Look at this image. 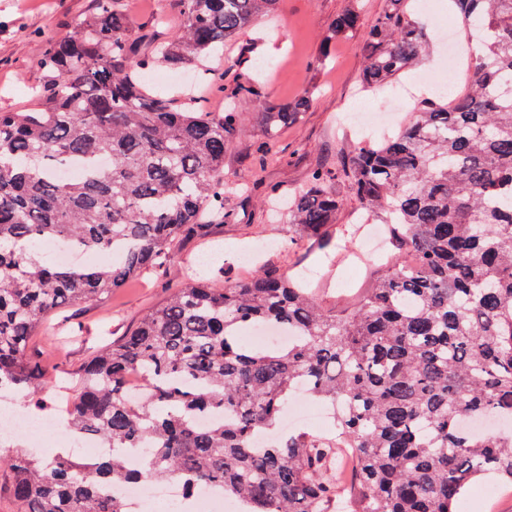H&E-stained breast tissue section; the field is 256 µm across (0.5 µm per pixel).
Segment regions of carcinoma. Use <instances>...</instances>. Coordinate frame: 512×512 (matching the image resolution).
<instances>
[{
	"mask_svg": "<svg viewBox=\"0 0 512 512\" xmlns=\"http://www.w3.org/2000/svg\"><path fill=\"white\" fill-rule=\"evenodd\" d=\"M180 2L179 33L139 55L120 0H95L70 34L45 38L36 103L0 112V383L21 394L56 383L29 353L49 315L174 260L173 242L224 222V198L239 186L224 173V140L259 87L198 69L230 101L216 115L181 94L151 92L138 72L156 54L179 67L219 53L277 0ZM404 3L389 0L364 40L369 87L417 64L422 28ZM450 6L463 16L460 39L479 37L466 88L421 101L396 136L341 162L353 194L390 215L402 246L374 287L338 315L274 269L222 288L194 273L71 380L67 425L112 455L0 454L21 512H126L107 488L169 479L188 491L217 483L245 512H332L346 490L349 512H459L472 484H512V432L464 426L512 425V0ZM359 17V6L345 9L325 44ZM312 101L306 92L263 113L268 135ZM63 163L82 166V176L57 177ZM333 177L313 171L288 200V223L322 245L344 205L327 188ZM56 240L108 261L53 265L39 249ZM266 322L298 339L242 341ZM131 369L143 376L144 402L124 396ZM304 382L332 411L336 437L299 433L255 446ZM215 409L224 419L194 424ZM117 448L143 450L145 465L127 468ZM338 450L354 464L348 489L330 470Z\"/></svg>",
	"mask_w": 512,
	"mask_h": 512,
	"instance_id": "cac0c4a2",
	"label": "carcinoma"
}]
</instances>
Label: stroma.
<instances>
[{
	"label": "stroma",
	"instance_id": "stroma-1",
	"mask_svg": "<svg viewBox=\"0 0 512 512\" xmlns=\"http://www.w3.org/2000/svg\"><path fill=\"white\" fill-rule=\"evenodd\" d=\"M348 4L349 0H277L272 22L255 25L211 58L210 67L223 72L225 81L249 77L261 89L244 113V130L226 140V172L247 183L276 187L283 195L293 194L314 169L336 171L359 143V135L340 124L343 113L386 110L390 97L403 85L413 87L416 98L432 97L441 81L434 64L442 52L433 19L446 17L448 0H434L433 16L421 21L426 50L419 65L400 82L372 89L362 86L364 60L358 45L386 2L360 0L357 29L325 44L326 30ZM122 5L139 50L171 40L182 22L179 0H122ZM93 6L94 0H0V112L28 108L32 87L42 81L34 62L43 52L44 35H68L73 19L89 14ZM247 51L264 62V69H229V60ZM306 91L313 94L311 106L279 130L272 157L258 162L256 150L265 139L260 113L287 106ZM331 188L344 206L327 233L337 250H350L357 245L352 230L361 205L347 179L337 178ZM224 209L228 219L208 238L186 236L174 242L175 262L144 271L102 301L51 315L31 342L34 355L52 371H78L97 350L118 340L166 300L190 277L191 263L201 257L219 286L261 267L284 273L315 271L313 288L320 290L323 304L339 314L370 287L373 267L355 275L348 261L330 263L326 253L309 244L295 227L272 216L262 194L228 197ZM269 240L273 248L241 261L243 251ZM459 512H512V485L493 493L488 481L477 482L461 501Z\"/></svg>",
	"mask_w": 512,
	"mask_h": 512
}]
</instances>
